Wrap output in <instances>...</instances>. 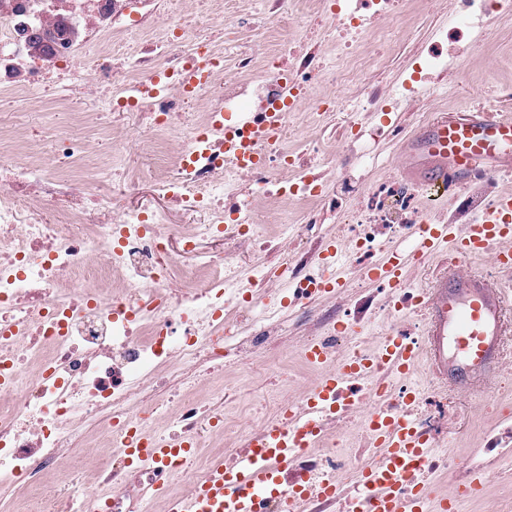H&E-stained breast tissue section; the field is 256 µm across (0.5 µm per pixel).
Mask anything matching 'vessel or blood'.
<instances>
[{
    "instance_id": "vessel-or-blood-1",
    "label": "vessel or blood",
    "mask_w": 512,
    "mask_h": 512,
    "mask_svg": "<svg viewBox=\"0 0 512 512\" xmlns=\"http://www.w3.org/2000/svg\"><path fill=\"white\" fill-rule=\"evenodd\" d=\"M284 121L280 112L267 113L264 121L253 126L250 137L231 143L230 148L246 159H254L257 139L265 137ZM414 157L405 179L421 188L447 181L459 187L469 185L472 177L490 170L512 176V119L501 113L481 109L457 115L437 114L409 142ZM512 195L501 196L472 221L466 237H458L450 224L427 225L421 250L428 256L454 252L468 259L492 254L501 268L512 269ZM388 287L404 285L399 260L391 259L371 272ZM430 319L425 328L435 348L429 353L431 368L443 378L460 381L473 395L484 392L487 372L497 360L498 344L507 331L506 315L512 311V288L487 275L479 279L446 270L439 275L437 292L428 300ZM339 378L328 375L316 388L314 412L332 406ZM374 439L388 451L386 465L369 471L364 486L374 497L375 512H419V501H406L391 492L397 473L424 447L416 432L403 420L378 422ZM261 451L242 456L236 469H215L197 491L190 512H254L252 496L240 494V487L255 490L275 488L277 478L269 458L287 463L293 446L285 431L269 429Z\"/></svg>"
}]
</instances>
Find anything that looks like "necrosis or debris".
Listing matches in <instances>:
<instances>
[{"label":"necrosis or debris","mask_w":512,"mask_h":512,"mask_svg":"<svg viewBox=\"0 0 512 512\" xmlns=\"http://www.w3.org/2000/svg\"><path fill=\"white\" fill-rule=\"evenodd\" d=\"M435 2L447 24L391 84L359 60L369 48L381 63L393 53L384 20L413 39L409 0H261L256 11L241 0H0V91L18 106L0 113V512H24L31 494L40 512H184L216 464L234 468L267 427L304 418L324 369L307 359L312 348L332 368L358 355L370 365L338 385L335 409L315 438L299 439L280 493L260 495L256 512H346L361 470L386 461L373 442L380 415L422 434L427 452L398 484L425 503L498 482L512 424L471 418L472 443L452 456L444 383L415 363L418 397L407 404L408 386L383 358L429 289L423 256L401 251L404 289L359 295L349 279L323 292L326 240L307 232L326 204L350 200L336 262L368 271L394 240L416 241L433 222L423 190L392 172L369 187L353 172L374 164L358 143L397 136L398 112L429 111L463 52H486L493 22L512 14V0ZM199 64L206 79L186 90L181 74ZM61 88L134 111L138 133L75 112L71 133L22 156L21 112L57 102ZM282 103L285 119L257 143L258 162L225 149L246 117ZM218 111L229 116L220 126ZM360 112L380 119L356 121ZM334 114L337 151L319 138ZM103 137L115 152L152 155L163 207L129 205L137 171L107 163L76 173ZM178 210L203 221L177 223ZM205 240L220 249L183 266ZM248 373L278 374L284 388L225 419L216 394L234 393L230 375ZM100 433L110 461L90 488L76 452ZM184 440L191 452L164 461L131 453L142 441ZM325 482L336 495L283 496Z\"/></svg>","instance_id":"obj_1"}]
</instances>
